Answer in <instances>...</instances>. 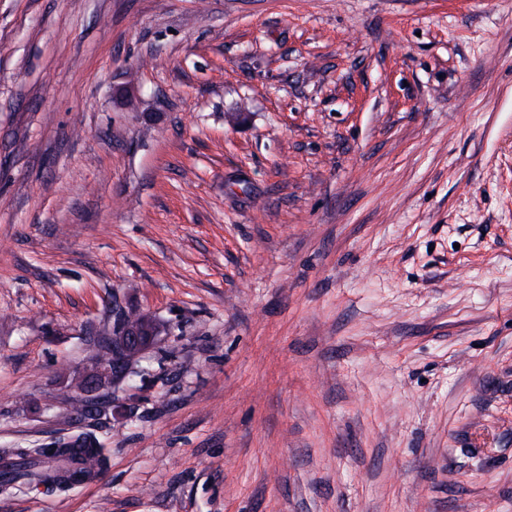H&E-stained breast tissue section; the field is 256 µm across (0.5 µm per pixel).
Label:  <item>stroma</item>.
<instances>
[{"instance_id":"1","label":"stroma","mask_w":512,"mask_h":512,"mask_svg":"<svg viewBox=\"0 0 512 512\" xmlns=\"http://www.w3.org/2000/svg\"><path fill=\"white\" fill-rule=\"evenodd\" d=\"M80 432L0 512H512V0H0V451ZM159 332L157 322L142 314L137 320H119L115 324L112 332V350L109 347L110 336L104 334L99 337L97 347L101 350H110V354L105 358L96 353L92 354L89 373L80 382V389L86 393V397L76 406V413L85 416L89 409H99L98 402L104 393L130 380L131 375L125 364L128 361L134 362L150 350ZM88 452L101 461V452L97 439L89 434H80L67 444L57 448L53 454L44 448H18L8 461L0 466L1 490L19 489L23 485H56L62 487L83 481L87 474L82 468L73 466V461ZM62 457V458H58ZM61 463V465H55Z\"/></svg>"}]
</instances>
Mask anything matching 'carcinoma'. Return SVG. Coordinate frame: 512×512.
Listing matches in <instances>:
<instances>
[{
	"label": "carcinoma",
	"instance_id": "carcinoma-1",
	"mask_svg": "<svg viewBox=\"0 0 512 512\" xmlns=\"http://www.w3.org/2000/svg\"><path fill=\"white\" fill-rule=\"evenodd\" d=\"M87 452L101 456L97 439L89 434H80L67 444L48 454L42 448H18L13 458L0 465V488L19 489L24 485H74L83 481V469L73 466L80 454Z\"/></svg>",
	"mask_w": 512,
	"mask_h": 512
}]
</instances>
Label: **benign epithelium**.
<instances>
[{
	"mask_svg": "<svg viewBox=\"0 0 512 512\" xmlns=\"http://www.w3.org/2000/svg\"><path fill=\"white\" fill-rule=\"evenodd\" d=\"M158 335L157 322L147 315L137 320L118 321L113 327L110 354L105 358L92 354L89 373L80 382V389L86 397L76 406V413L87 415L90 409L99 407L104 393L130 379L125 364L150 350Z\"/></svg>",
	"mask_w": 512,
	"mask_h": 512,
	"instance_id": "7a95c632",
	"label": "benign epithelium"
}]
</instances>
